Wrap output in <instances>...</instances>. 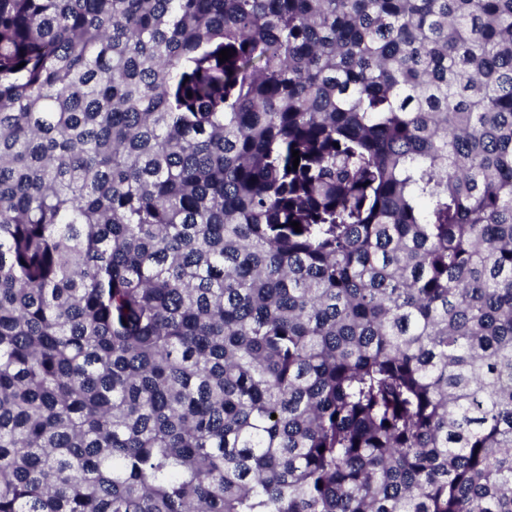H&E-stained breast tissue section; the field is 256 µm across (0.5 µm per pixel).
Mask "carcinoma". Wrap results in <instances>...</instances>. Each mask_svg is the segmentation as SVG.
Listing matches in <instances>:
<instances>
[{"instance_id":"cac0c4a2","label":"carcinoma","mask_w":512,"mask_h":512,"mask_svg":"<svg viewBox=\"0 0 512 512\" xmlns=\"http://www.w3.org/2000/svg\"><path fill=\"white\" fill-rule=\"evenodd\" d=\"M0 512H512V0H0Z\"/></svg>"}]
</instances>
